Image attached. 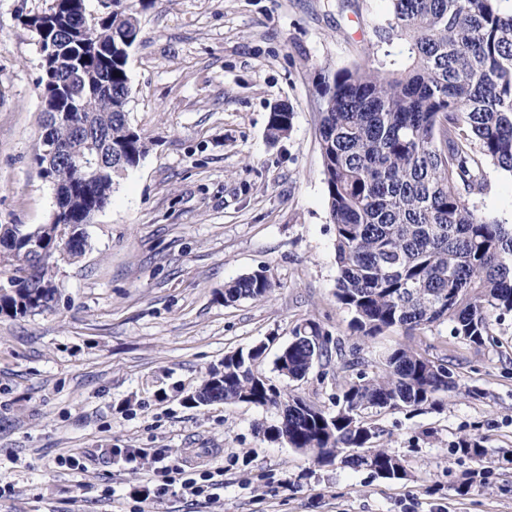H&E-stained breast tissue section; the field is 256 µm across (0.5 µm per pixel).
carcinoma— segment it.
I'll list each match as a JSON object with an SVG mask.
<instances>
[{"label": "carcinoma", "instance_id": "obj_1", "mask_svg": "<svg viewBox=\"0 0 512 512\" xmlns=\"http://www.w3.org/2000/svg\"><path fill=\"white\" fill-rule=\"evenodd\" d=\"M391 13L374 27L371 52L361 64L323 77L319 127L330 222L338 271L336 303L361 342L386 331L432 329L448 324L453 336L478 346L497 344L493 326L512 316V224L481 212L475 199L489 192L487 169L512 175V14L499 0H389ZM73 0H53L62 66L75 71L108 169L88 201L35 228L40 249L31 250L15 228H0V314L26 317L51 310L59 295L50 253L65 244L66 224L80 230L104 209L128 171L147 153L145 138L127 118L129 49L140 35L135 0H112L97 37L72 39L79 11ZM112 93V110L100 83ZM49 95L42 129L74 152L84 146L66 125L50 120L65 107L40 75ZM293 112L271 109L267 138L277 142L292 129ZM62 191L76 183L73 166L53 161L47 169ZM275 284L264 267L224 283V304L268 297ZM266 344L224 355V370H211L189 395L198 405L247 403L274 408L276 424L262 429L270 441L312 453L322 465L369 470L389 480L410 474L395 453L374 446L378 429L369 413L441 404L459 388L448 359L434 360L408 346L388 350L374 369L361 347L324 334L308 320L274 361L287 381L336 360L351 372L328 411L288 393L256 370ZM455 454L482 462L495 450L479 437H463Z\"/></svg>", "mask_w": 512, "mask_h": 512}]
</instances>
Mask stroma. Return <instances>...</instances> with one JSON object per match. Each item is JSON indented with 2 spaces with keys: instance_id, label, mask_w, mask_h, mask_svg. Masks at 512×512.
Segmentation results:
<instances>
[{
  "instance_id": "stroma-1",
  "label": "stroma",
  "mask_w": 512,
  "mask_h": 512,
  "mask_svg": "<svg viewBox=\"0 0 512 512\" xmlns=\"http://www.w3.org/2000/svg\"><path fill=\"white\" fill-rule=\"evenodd\" d=\"M52 0H0V224L48 223L54 192L38 175L42 109L37 37L25 17ZM388 0H149L129 51L128 118L149 142L110 204L86 225L88 245L53 275L52 310L0 317V512H512V462L454 454L458 438L512 449V318L497 348L447 325L385 332L363 344L366 364L395 342L455 366L460 389L419 413L371 420L376 447L410 477L320 466L255 431L275 409L193 405L188 397L224 355L260 342L256 369L274 385L333 409L341 376L314 365L284 383L273 369L304 321L348 336L338 307L334 229L325 196L319 83L362 62ZM288 104L290 135L266 137ZM267 268L275 288L224 303V282ZM116 448H161L201 478L155 494L152 459L117 471ZM78 457L71 470L59 457ZM483 472L467 494L466 472Z\"/></svg>"
}]
</instances>
